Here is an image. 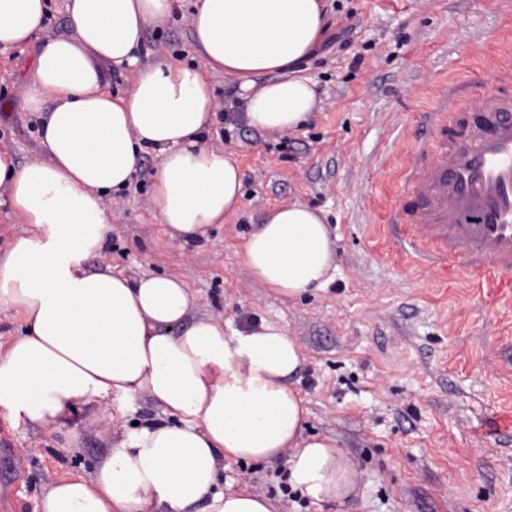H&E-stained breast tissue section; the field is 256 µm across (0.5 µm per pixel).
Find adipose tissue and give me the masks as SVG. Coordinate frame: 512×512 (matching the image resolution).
I'll return each instance as SVG.
<instances>
[{"label":"adipose tissue","instance_id":"adipose-tissue-1","mask_svg":"<svg viewBox=\"0 0 512 512\" xmlns=\"http://www.w3.org/2000/svg\"><path fill=\"white\" fill-rule=\"evenodd\" d=\"M180 2L68 0L71 33L49 38L47 0H0V46L40 45L25 104L46 154L19 167L0 153V190L30 227L0 251V306L23 328L0 345V411L63 429L77 406L144 392L165 413L124 429L91 476L57 479L39 512H275L265 496L222 486L230 460H285L291 489L319 502L357 494L336 441L303 434L308 409L293 379L305 357L285 327L192 321L178 278L84 267L112 231L104 195L128 188L148 154L160 159L152 204L171 236L204 239L238 212L243 174L205 141L217 107L210 74L239 80L243 118L261 132L298 129L319 108L301 63L323 36L322 0H194L206 69L166 55L138 64L146 27L167 25ZM133 63L129 90L106 92L105 66ZM243 260L288 299L336 278L325 217L299 202L264 215Z\"/></svg>","mask_w":512,"mask_h":512}]
</instances>
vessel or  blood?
Wrapping results in <instances>:
<instances>
[{
	"label": "vessel or blood",
	"instance_id": "obj_1",
	"mask_svg": "<svg viewBox=\"0 0 512 512\" xmlns=\"http://www.w3.org/2000/svg\"><path fill=\"white\" fill-rule=\"evenodd\" d=\"M403 182L390 205L393 237L412 230L427 261L462 260L492 282L512 273V66L492 88L474 77L419 114Z\"/></svg>",
	"mask_w": 512,
	"mask_h": 512
}]
</instances>
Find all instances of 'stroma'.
<instances>
[{
  "mask_svg": "<svg viewBox=\"0 0 512 512\" xmlns=\"http://www.w3.org/2000/svg\"><path fill=\"white\" fill-rule=\"evenodd\" d=\"M511 9L512 0H327L328 37L347 16L357 26L348 48L320 47L309 60L321 104L305 127L254 130L235 77H211L219 108L207 143L242 170L236 215L206 240L172 237L151 203L153 155L135 185L105 196L112 232L90 271L171 274L190 294L191 317L284 326L306 357L305 432L349 453L360 494L343 506L288 499L281 461L225 463L231 490L269 497L277 512H512V275L486 288L459 264L414 262L408 243L385 234L418 113L440 84L461 88L512 62ZM192 13L183 0L167 26L146 29V47L204 67L192 50ZM37 50L0 49V152L21 165L43 157L23 81ZM295 201L323 212L338 269L326 291L288 300L255 281L241 244L269 209ZM160 413L144 394L85 406L68 439L0 411V449L18 454L0 512H38L55 479L91 473L122 426Z\"/></svg>",
  "mask_w": 512,
  "mask_h": 512,
  "instance_id": "stroma-1",
  "label": "stroma"
}]
</instances>
